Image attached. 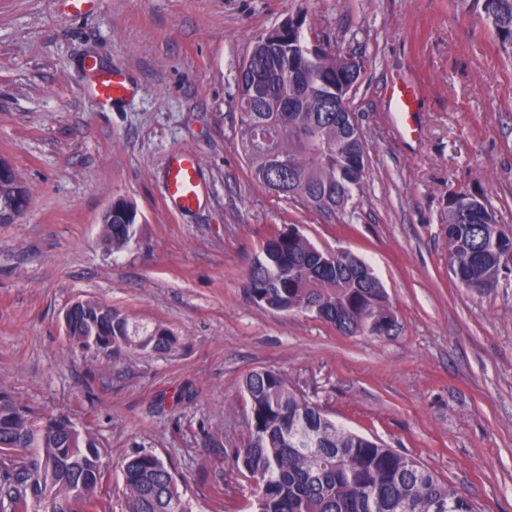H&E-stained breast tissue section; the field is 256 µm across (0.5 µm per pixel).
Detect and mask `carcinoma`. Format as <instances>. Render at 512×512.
<instances>
[{
    "label": "carcinoma",
    "instance_id": "carcinoma-1",
    "mask_svg": "<svg viewBox=\"0 0 512 512\" xmlns=\"http://www.w3.org/2000/svg\"><path fill=\"white\" fill-rule=\"evenodd\" d=\"M500 48L512 56V0H474ZM302 23L290 19L253 46L237 82V146L251 176L279 196L320 213L345 212L365 178L364 136L336 111L343 89L358 82L347 59L303 51ZM17 183H0V224L9 223ZM137 211L120 201L101 239L112 250L135 233ZM448 261L459 284L476 292L498 281L512 259V238L480 197L476 210L450 207ZM245 289L276 311H308L344 336H383L395 314L380 281L347 251L315 247L299 231L273 233L249 268ZM83 348L163 353L178 342L158 324L142 328L108 305L85 300L70 322ZM248 440L232 461L252 481V512H477L473 499L420 462L329 419L283 374L263 368L243 380ZM64 415L43 416L0 391V512H111L101 493V443L66 428ZM121 475L125 512H191L171 472L155 455L127 458Z\"/></svg>",
    "mask_w": 512,
    "mask_h": 512
}]
</instances>
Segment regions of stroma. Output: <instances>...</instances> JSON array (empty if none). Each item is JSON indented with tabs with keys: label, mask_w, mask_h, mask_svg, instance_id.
I'll list each match as a JSON object with an SVG mask.
<instances>
[{
	"label": "stroma",
	"mask_w": 512,
	"mask_h": 512,
	"mask_svg": "<svg viewBox=\"0 0 512 512\" xmlns=\"http://www.w3.org/2000/svg\"><path fill=\"white\" fill-rule=\"evenodd\" d=\"M362 63L351 107L368 172L353 206L321 214L252 180L237 148L236 81L255 41L288 19ZM123 66L136 92L108 106L83 60ZM418 86L414 134L386 83ZM192 152L207 195L163 199L168 162ZM0 158L29 196L0 224V388L67 415L102 443L103 486L123 512L120 466L161 459L192 512H240L231 462L248 437L242 383L280 371L332 420L512 512V265L494 288L448 266V199L484 195L512 231V57L472 0H0ZM137 209L122 249L100 242L113 201ZM364 259L395 312L388 336H344L305 311L253 302L245 274L274 230ZM93 299L178 338L168 353L106 357L64 315Z\"/></svg>",
	"instance_id": "obj_1"
}]
</instances>
